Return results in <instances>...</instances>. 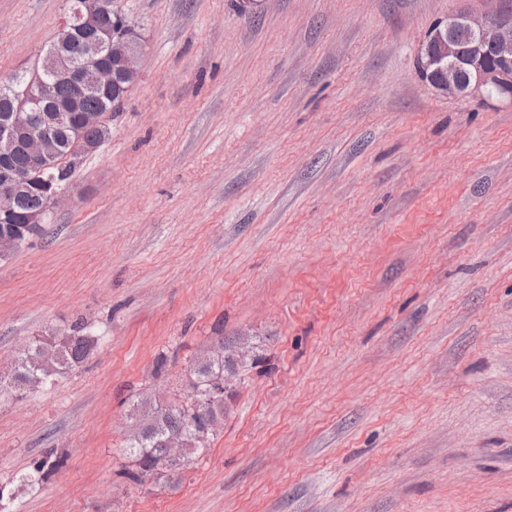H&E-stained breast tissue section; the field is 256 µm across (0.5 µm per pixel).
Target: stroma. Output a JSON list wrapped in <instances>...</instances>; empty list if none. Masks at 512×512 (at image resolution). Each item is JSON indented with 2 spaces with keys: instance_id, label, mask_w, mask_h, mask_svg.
<instances>
[{
  "instance_id": "obj_1",
  "label": "stroma",
  "mask_w": 512,
  "mask_h": 512,
  "mask_svg": "<svg viewBox=\"0 0 512 512\" xmlns=\"http://www.w3.org/2000/svg\"><path fill=\"white\" fill-rule=\"evenodd\" d=\"M505 3L118 0L141 77L0 261V379L34 337L100 338L0 394L7 512H512V103L416 67L434 24ZM67 8L0 0V77ZM241 336L267 363L206 454L126 478L138 400ZM51 458L52 454H49L42 459L33 461L26 472L21 474L22 481L31 485L38 484L44 477L50 474L53 468L60 466L63 462L61 457L54 461Z\"/></svg>"
}]
</instances>
